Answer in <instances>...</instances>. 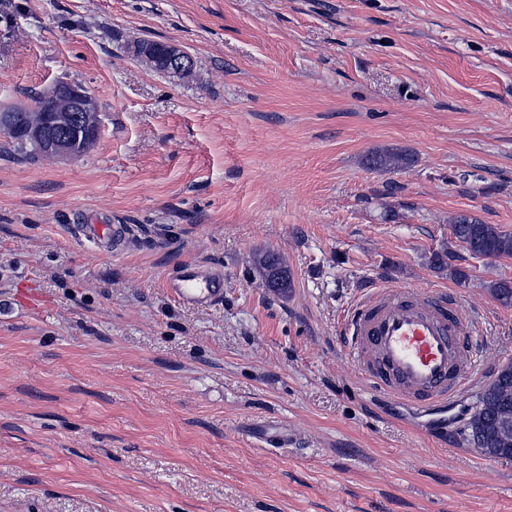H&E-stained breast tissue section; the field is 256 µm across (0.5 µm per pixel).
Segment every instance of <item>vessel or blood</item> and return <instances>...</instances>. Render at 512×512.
I'll return each instance as SVG.
<instances>
[{"instance_id":"b4317fda","label":"vessel or blood","mask_w":512,"mask_h":512,"mask_svg":"<svg viewBox=\"0 0 512 512\" xmlns=\"http://www.w3.org/2000/svg\"><path fill=\"white\" fill-rule=\"evenodd\" d=\"M76 232L95 243L121 244L119 224H79ZM181 302L213 305L224 283L195 265L166 282ZM341 334L360 376L379 394L418 409L447 406L477 372L482 356L454 303L439 292L414 288H372L346 315Z\"/></svg>"}]
</instances>
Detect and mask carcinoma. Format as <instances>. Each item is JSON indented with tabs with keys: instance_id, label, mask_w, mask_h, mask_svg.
Returning a JSON list of instances; mask_svg holds the SVG:
<instances>
[{
	"instance_id": "1",
	"label": "carcinoma",
	"mask_w": 512,
	"mask_h": 512,
	"mask_svg": "<svg viewBox=\"0 0 512 512\" xmlns=\"http://www.w3.org/2000/svg\"><path fill=\"white\" fill-rule=\"evenodd\" d=\"M163 47V43L151 40H137L128 46L133 56L150 62L152 68L163 74L169 70L158 57L145 51L146 46ZM412 162L410 154L404 151L376 150L367 154L365 165L376 171H398ZM452 237L468 248L474 256L482 258L512 257V234L498 230L468 214H459L450 225ZM256 267L262 271L267 287L277 293L288 290L290 280L288 268L283 259L272 251L258 255ZM477 436L475 447L481 454L492 459L500 458V449L512 454V361L499 364L491 382L484 387L478 411L470 424Z\"/></svg>"
}]
</instances>
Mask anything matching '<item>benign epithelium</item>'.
Returning a JSON list of instances; mask_svg holds the SVG:
<instances>
[{
  "instance_id": "obj_1",
  "label": "benign epithelium",
  "mask_w": 512,
  "mask_h": 512,
  "mask_svg": "<svg viewBox=\"0 0 512 512\" xmlns=\"http://www.w3.org/2000/svg\"><path fill=\"white\" fill-rule=\"evenodd\" d=\"M161 62L176 75L193 63L191 55L176 44H169ZM42 108L21 127L23 134L52 157L74 159L79 156L81 141L98 134L102 118L94 98L81 86L55 81L39 91ZM67 132L55 137L48 128Z\"/></svg>"
}]
</instances>
